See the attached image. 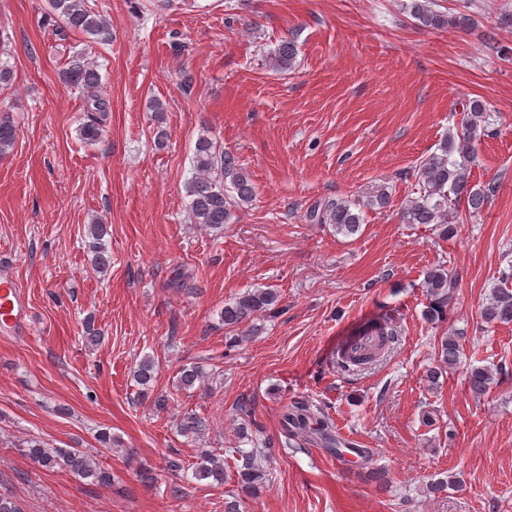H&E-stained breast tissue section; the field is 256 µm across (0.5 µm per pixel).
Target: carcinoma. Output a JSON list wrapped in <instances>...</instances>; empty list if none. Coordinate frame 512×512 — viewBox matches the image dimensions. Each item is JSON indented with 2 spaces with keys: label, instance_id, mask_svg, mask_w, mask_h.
Segmentation results:
<instances>
[{
  "label": "carcinoma",
  "instance_id": "1",
  "mask_svg": "<svg viewBox=\"0 0 512 512\" xmlns=\"http://www.w3.org/2000/svg\"><path fill=\"white\" fill-rule=\"evenodd\" d=\"M53 16L57 19L55 31L64 34L68 31L80 32L92 41L106 43L112 39V31L106 17L87 5V0H50ZM404 8L417 24L424 28L443 29L466 28L471 22L464 13L448 14L435 9V0H410ZM297 48L292 40L281 41L272 52V61L277 70L286 72L294 67ZM61 81L65 87L79 91L88 97L84 108V121L80 127V137L87 143L96 142L102 136L105 120L111 111L108 99L99 93L101 76L96 62L82 54L68 59L62 70ZM484 105L472 102L466 118L461 122V130L448 135L439 144V152L430 155L416 169L415 178L419 185V196L410 198L402 205L401 218L406 224H434L439 227V235L449 238L455 235L457 227L449 220L450 209L464 206L468 214L476 215L487 204L494 188L476 187L470 184L469 171L465 161L472 158V143L481 136ZM17 141V126L7 114L0 115V158L7 157ZM458 153L461 162H452L449 156ZM193 166L195 176L187 187L188 211L191 223L206 230H220L231 223L235 212L251 204L256 187L249 175L239 164L238 157L224 150L209 137L198 138ZM388 187H371L363 202L343 198H325L312 205L307 218L315 224H330L336 233L346 237L360 232L363 224L362 207L385 208L390 203ZM106 228L100 223L88 225V248L92 253L93 267L98 273L112 267V253L103 242ZM422 288L428 299L424 311L425 318L431 321L444 319L456 303L457 276L443 265L429 269L423 279ZM280 301L273 288H255L224 304L221 317L224 325L237 327L252 318L274 309ZM480 317L487 324L512 323V288L497 285L490 289L486 301L480 308ZM364 334L379 338L377 348L358 358L341 356L342 369L361 368L380 358L381 352L393 341L394 332L387 323H377L364 330ZM465 335L455 331L441 338L438 347L437 364L428 372V382L436 386L443 371L457 364L463 352ZM158 373L155 359L143 357L134 370L135 382L141 390L152 387ZM204 378V371L198 366L182 368L180 387L191 388ZM467 383L473 397L479 398L498 384L496 373L485 367H473L467 374ZM242 422L236 429L239 442L253 441L250 416L246 404L239 406ZM208 422L191 411L183 415L178 431L186 437H198L207 430ZM283 432L287 440L299 437L316 436L327 444L328 450L336 445V426L329 414L308 399L294 402L283 415ZM24 453L33 462L47 470H69L83 478H90L98 485L112 484V472L94 464L77 448H50L42 440L31 438L26 442ZM234 456L240 457L237 466V483L241 491L258 493L269 480V473L258 461L254 451L243 448L232 449ZM199 480L213 479L217 484L224 483V459L211 450H202L199 462L193 472Z\"/></svg>",
  "mask_w": 512,
  "mask_h": 512
}]
</instances>
